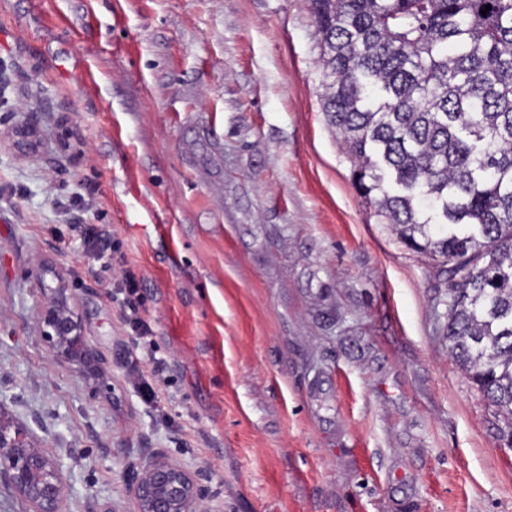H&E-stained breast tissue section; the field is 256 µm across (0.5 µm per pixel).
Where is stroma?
<instances>
[{
  "instance_id": "stroma-1",
  "label": "stroma",
  "mask_w": 512,
  "mask_h": 512,
  "mask_svg": "<svg viewBox=\"0 0 512 512\" xmlns=\"http://www.w3.org/2000/svg\"><path fill=\"white\" fill-rule=\"evenodd\" d=\"M318 56L309 0H0V409L60 465L63 512H136L154 450L224 512H512L447 277L356 189ZM48 268L109 395L36 329ZM81 228H83V240L87 251L98 259H101L104 255L107 242L104 231L94 224H83ZM120 294H124V304L127 311V322L136 336H148L151 332L149 323L141 314L142 303L136 294L139 289V281L132 272H125L119 283ZM129 375L134 379V384L143 401L155 406L159 400V391L155 385L144 377L136 363L131 364Z\"/></svg>"
}]
</instances>
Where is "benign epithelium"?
<instances>
[{
    "instance_id": "obj_1",
    "label": "benign epithelium",
    "mask_w": 512,
    "mask_h": 512,
    "mask_svg": "<svg viewBox=\"0 0 512 512\" xmlns=\"http://www.w3.org/2000/svg\"><path fill=\"white\" fill-rule=\"evenodd\" d=\"M53 279L55 286H44L50 297L38 318L51 354L95 373L104 372L103 358L84 335L79 308L68 294L64 277L55 273ZM0 482L26 500L32 512H62L68 495L60 467L1 409ZM210 482L207 471L192 469L155 451L140 464L130 493L138 512H223L213 506Z\"/></svg>"
}]
</instances>
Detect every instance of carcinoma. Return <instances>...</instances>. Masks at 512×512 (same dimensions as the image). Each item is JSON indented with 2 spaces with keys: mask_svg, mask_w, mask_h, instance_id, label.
Masks as SVG:
<instances>
[{
  "mask_svg": "<svg viewBox=\"0 0 512 512\" xmlns=\"http://www.w3.org/2000/svg\"><path fill=\"white\" fill-rule=\"evenodd\" d=\"M311 5L354 182L402 242L443 258L448 352L511 437L512 0Z\"/></svg>",
  "mask_w": 512,
  "mask_h": 512,
  "instance_id": "carcinoma-1",
  "label": "carcinoma"
}]
</instances>
